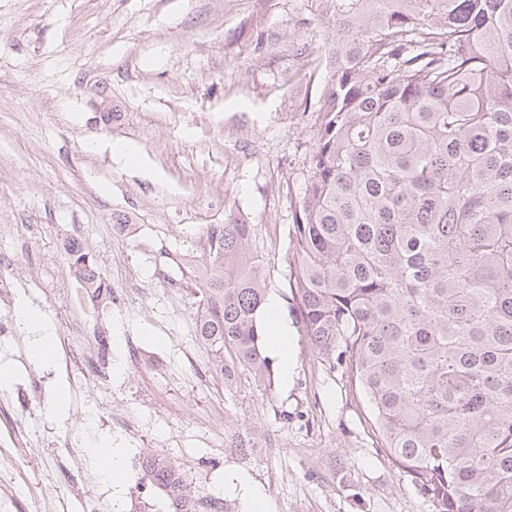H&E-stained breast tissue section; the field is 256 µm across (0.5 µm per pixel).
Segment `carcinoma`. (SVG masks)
Returning a JSON list of instances; mask_svg holds the SVG:
<instances>
[{
	"instance_id": "obj_1",
	"label": "carcinoma",
	"mask_w": 512,
	"mask_h": 512,
	"mask_svg": "<svg viewBox=\"0 0 512 512\" xmlns=\"http://www.w3.org/2000/svg\"><path fill=\"white\" fill-rule=\"evenodd\" d=\"M320 123L295 207L291 308L344 359L398 469L436 512H512V0H321ZM252 225L205 231L195 336L271 384ZM70 267L112 294L80 242ZM142 479L197 499L167 457Z\"/></svg>"
}]
</instances>
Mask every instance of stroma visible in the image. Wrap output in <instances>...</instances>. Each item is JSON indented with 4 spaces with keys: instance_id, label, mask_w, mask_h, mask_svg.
Returning <instances> with one entry per match:
<instances>
[{
    "instance_id": "1",
    "label": "stroma",
    "mask_w": 512,
    "mask_h": 512,
    "mask_svg": "<svg viewBox=\"0 0 512 512\" xmlns=\"http://www.w3.org/2000/svg\"><path fill=\"white\" fill-rule=\"evenodd\" d=\"M316 0H0V512H169L140 456L168 457L198 497L241 512H435L393 466L363 394L285 299L289 235L318 128ZM311 51H297L299 39ZM123 143L138 157L112 153ZM252 224V251L293 339L290 378L233 385L194 336L209 225ZM81 240L113 288L91 303L67 260ZM57 337L47 365L15 317ZM69 407L57 413L58 388ZM124 448L114 490L88 456ZM16 316L24 327L38 330L31 344L35 362L51 363L56 353L57 340L54 333L44 325L39 309L28 301H22L17 308Z\"/></svg>"
}]
</instances>
